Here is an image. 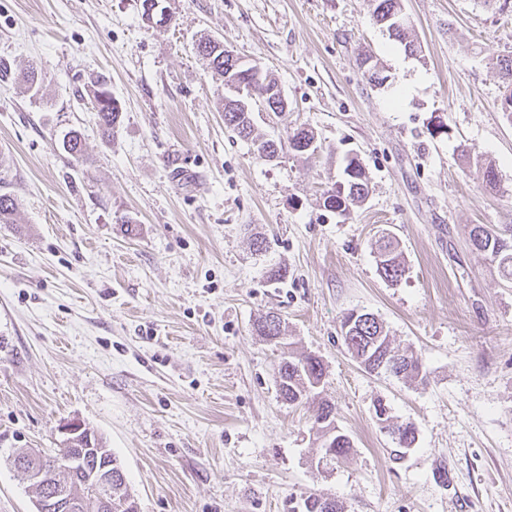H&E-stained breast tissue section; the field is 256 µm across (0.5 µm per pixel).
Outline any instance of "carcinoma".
Returning <instances> with one entry per match:
<instances>
[{
  "label": "carcinoma",
  "mask_w": 512,
  "mask_h": 512,
  "mask_svg": "<svg viewBox=\"0 0 512 512\" xmlns=\"http://www.w3.org/2000/svg\"><path fill=\"white\" fill-rule=\"evenodd\" d=\"M372 19L375 25L385 30L390 37L404 44L410 54L418 53V46L410 39L409 20L403 11L402 0H370ZM197 53L208 60L211 71L224 81V126L237 137L252 143L259 158L271 161L280 158L288 150L297 155H312L318 146L314 132L300 127L288 133L287 139L266 138L256 133L252 113L240 105L242 101L259 98L278 87V82L267 71H262L256 78L247 72L244 65L231 64L226 67L224 45L211 39L198 42ZM357 65L366 81L381 87L388 76L384 75L380 63L368 52H362ZM495 67L505 84L501 110L507 121L512 122V56L498 57ZM107 91L106 83L99 82L93 92L94 106L98 122L103 133H111L120 120V108L117 101L103 102L101 96ZM344 178L331 184L323 192L324 209L348 215L361 206L369 195L370 178L361 161L356 156L346 160L343 170ZM479 177L484 187L495 191L499 187V175L491 163H482L478 168ZM16 202L7 194H0V223H13ZM469 242L476 252L488 257L500 279L512 284V226H488L476 224L468 232ZM379 257V275L388 282L399 281L406 273V266L398 252V244L390 235H383L376 241ZM354 312L346 313L341 320V338L347 350L364 369H369L375 356H388L398 362V368L392 372L404 381H415L421 377L422 364L412 352H402L393 347L385 326L378 318L362 321L353 319ZM253 330L271 343H280L282 321L279 315L269 311L253 323ZM324 375L322 361L314 355H298L288 351V357L280 359L275 369V380L281 398L290 405H297L310 398L320 386ZM375 416L380 428L391 430L392 440L396 444V458L404 457L417 439V427L414 423L396 422L389 415L388 409L380 404L375 408ZM318 438L322 439L325 455L337 459L347 456L352 448L348 435L334 430L333 406L325 399L318 401L315 421L312 426ZM112 497L120 503L131 498L132 490L124 483L119 471H114ZM329 496L311 492L303 499L302 512H342L338 501H333L329 508L324 504Z\"/></svg>",
  "instance_id": "obj_1"
}]
</instances>
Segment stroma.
I'll return each mask as SVG.
<instances>
[{
	"label": "stroma",
	"mask_w": 512,
	"mask_h": 512,
	"mask_svg": "<svg viewBox=\"0 0 512 512\" xmlns=\"http://www.w3.org/2000/svg\"><path fill=\"white\" fill-rule=\"evenodd\" d=\"M168 4L156 28L141 0H0V194L17 203L0 223V512H33L8 456L59 447L70 421L112 450L140 512H292L313 491L344 512H512V287L467 244L472 225H512L491 64L512 54V4L403 0L419 59L367 0ZM205 36L284 90L259 133L311 128L316 155L265 161L225 127ZM365 50L384 86L358 69ZM101 76L121 111L109 136L91 103ZM71 131L82 159L63 148ZM463 152L495 165L498 191ZM352 154L370 192L342 216L319 197ZM383 232L407 266L393 283L372 247ZM279 264L287 279L268 282ZM270 310L324 361L348 457L321 462L316 403L282 401V349L252 329ZM351 310L417 353L425 381L367 373L340 338ZM380 402L418 429L404 458Z\"/></svg>",
	"instance_id": "obj_1"
}]
</instances>
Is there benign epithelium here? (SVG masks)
Returning a JSON list of instances; mask_svg holds the SVG:
<instances>
[{"label":"benign epithelium","instance_id":"7a95c632","mask_svg":"<svg viewBox=\"0 0 512 512\" xmlns=\"http://www.w3.org/2000/svg\"><path fill=\"white\" fill-rule=\"evenodd\" d=\"M287 107L284 92L273 101L248 102L247 112H279ZM64 462L68 474L81 481L76 492L63 483L49 481L48 466L36 453L23 449L16 454L15 469L34 494L35 512H112V451L78 423L64 428Z\"/></svg>","mask_w":512,"mask_h":512}]
</instances>
